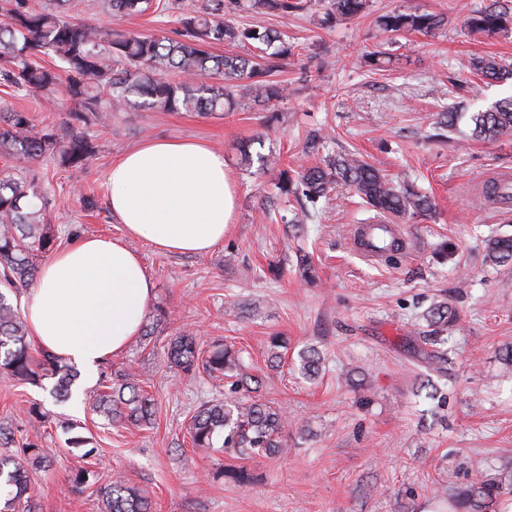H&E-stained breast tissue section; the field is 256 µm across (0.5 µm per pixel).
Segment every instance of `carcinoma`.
<instances>
[{
	"label": "carcinoma",
	"instance_id": "carcinoma-1",
	"mask_svg": "<svg viewBox=\"0 0 512 512\" xmlns=\"http://www.w3.org/2000/svg\"><path fill=\"white\" fill-rule=\"evenodd\" d=\"M249 2L252 9L283 15L303 9L301 0H229L234 7ZM78 0H53L39 6L34 0H0V87L9 96H27L64 87L67 117L57 129L26 110L0 112V285L14 293L27 289L38 273L36 259L53 242L47 234L50 202L38 190L26 164L50 158L64 168L80 167L97 151L95 132L108 125L112 113L141 107L154 112L215 115L234 109L238 99L252 96L268 103L285 95V88L269 80L288 54L281 34L261 27H236L224 21V0H212L203 11H186L179 0H97L99 12L110 18L152 12L169 19L176 37L145 36L135 31L75 21L69 5ZM368 0H329L323 24L363 14ZM448 24L445 17L419 10L395 9L378 20L386 35H434ZM470 32L492 36L512 30V11L493 0L464 16ZM281 43L266 55H218L212 46ZM463 68L490 81L512 79V62L497 56L469 58ZM472 134L483 140L512 135V98L503 99L471 117ZM349 186L363 203L381 215L398 220L425 216L433 208L430 197L408 182H395L375 164L352 153L329 155L321 166L296 177L280 172L275 188L302 205L317 207L333 185ZM488 201L512 200V184L492 179L485 185ZM512 261V238L489 239L485 262ZM454 317L440 303L426 315L432 345ZM29 329L18 304L0 291V376L36 383L56 378L58 396L66 397L74 374L62 359L47 351L33 359ZM245 351L226 344L199 349L196 337L184 334L169 345L164 363L190 372L198 367L226 381L227 393L202 405L191 417L188 434L194 448H222L230 459L275 457L288 447V417L256 393L262 378L249 372ZM319 351L303 352L302 368L317 374ZM93 412L115 427L149 424L156 402L135 373L120 371L86 393ZM44 456L33 445L0 454V484L15 489L0 503V512H32L30 473L41 468ZM512 495V474L485 475L457 494L462 512H488L501 498ZM104 512H150L149 491L131 487L120 475L99 489Z\"/></svg>",
	"mask_w": 512,
	"mask_h": 512
}]
</instances>
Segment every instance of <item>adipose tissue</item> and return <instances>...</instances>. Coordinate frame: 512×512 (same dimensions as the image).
I'll list each match as a JSON object with an SVG mask.
<instances>
[{
    "instance_id": "1",
    "label": "adipose tissue",
    "mask_w": 512,
    "mask_h": 512,
    "mask_svg": "<svg viewBox=\"0 0 512 512\" xmlns=\"http://www.w3.org/2000/svg\"><path fill=\"white\" fill-rule=\"evenodd\" d=\"M109 205L120 237L84 236L42 264L24 308L33 341L84 372L142 332L155 285L128 245L202 256L218 248L237 208L224 157L194 140H145L109 171Z\"/></svg>"
}]
</instances>
